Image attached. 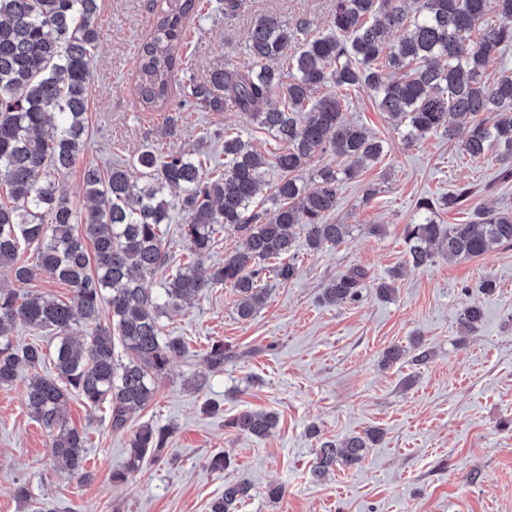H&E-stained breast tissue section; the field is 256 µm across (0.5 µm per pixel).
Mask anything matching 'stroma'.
<instances>
[{
    "mask_svg": "<svg viewBox=\"0 0 512 512\" xmlns=\"http://www.w3.org/2000/svg\"><path fill=\"white\" fill-rule=\"evenodd\" d=\"M151 5L101 2L87 141L61 178L74 208L84 205L83 167L133 160L145 145L194 149L207 124L241 135L263 154L276 148L237 112L182 113L171 137L165 113L142 111L134 80ZM333 6L334 0H244L235 13L191 20L192 71L202 79L228 61L248 64L245 34L259 16H304L314 32L325 33ZM346 116L390 144L339 191L333 220L348 225L347 243L319 252L300 246L294 277L267 276V301L252 319L238 318V297L229 288L162 317L165 335L183 337L190 352L171 363L154 401L124 429H112L105 409L70 398L68 422L87 438V475L54 463L47 433L23 403L28 372L0 388V512H38L44 504L55 512H210L225 482L241 478L251 491L240 512H512V245L407 271L387 301L374 288L402 262L404 228L420 198L468 184L471 208L512 209V178H502L496 156L463 158L457 140L440 133L403 145L365 90L349 91ZM371 224L386 225L387 235H369ZM352 266L368 274L359 300L326 302V286ZM486 279L495 281L494 294L481 292ZM471 304L483 308L484 318L464 336L459 316ZM215 340L236 353L220 371L203 359ZM395 345L408 357L384 365V352ZM422 350L428 359L414 362ZM208 402L217 412H203ZM248 408L278 415L270 436L227 427ZM146 422L171 428L167 447L126 483L113 484L133 431ZM313 425L319 437L310 435ZM370 428L384 436L361 464L312 477L319 438L339 441ZM220 452L232 465L218 472L208 460ZM22 484L29 500L16 497ZM272 485L284 487L280 500L269 499Z\"/></svg>",
    "mask_w": 512,
    "mask_h": 512,
    "instance_id": "35a3bbf8",
    "label": "stroma"
}]
</instances>
